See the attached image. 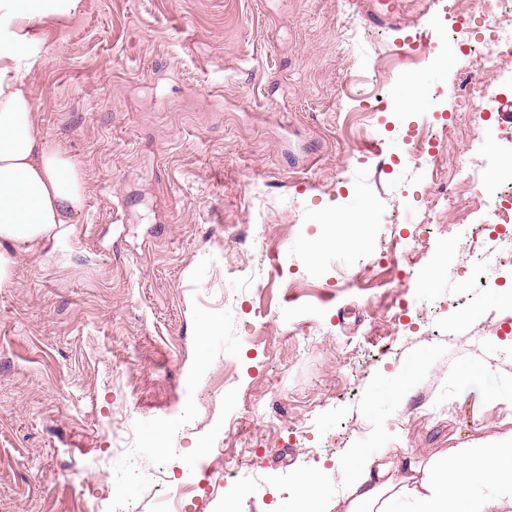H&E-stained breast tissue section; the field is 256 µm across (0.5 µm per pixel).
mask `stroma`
I'll list each match as a JSON object with an SVG mask.
<instances>
[{
    "instance_id": "stroma-1",
    "label": "stroma",
    "mask_w": 512,
    "mask_h": 512,
    "mask_svg": "<svg viewBox=\"0 0 512 512\" xmlns=\"http://www.w3.org/2000/svg\"><path fill=\"white\" fill-rule=\"evenodd\" d=\"M454 7L78 0L19 19L48 59L29 84L41 132L81 164L86 208L75 237L0 288V512H159L186 469L185 512L232 495L240 512H283L318 467L346 512L349 448L425 465L512 437L503 406L454 388L485 365L512 383V269L497 262L512 227L492 205L432 213L425 193L471 143L483 182L512 160V123L477 142L453 119ZM418 71L430 104L401 111ZM418 129L430 149L414 161ZM312 239L326 243L313 262ZM206 318L221 331L201 335ZM418 353L432 364L408 400L368 411ZM153 429L166 451L147 446Z\"/></svg>"
}]
</instances>
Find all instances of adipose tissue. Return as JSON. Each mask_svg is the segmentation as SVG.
Segmentation results:
<instances>
[{"label": "adipose tissue", "instance_id": "obj_1", "mask_svg": "<svg viewBox=\"0 0 512 512\" xmlns=\"http://www.w3.org/2000/svg\"><path fill=\"white\" fill-rule=\"evenodd\" d=\"M77 0H0V288L11 283L21 256L53 250L77 232L85 208L82 169L40 131L41 116L27 80L45 63L28 51L13 21H36L75 8ZM430 361L413 358L400 379L377 391L372 412L405 402ZM460 402L495 401L512 410V384H490L486 372L459 376ZM345 477L351 512H512V442L449 449L422 478L413 463H377L372 449H353ZM320 470L302 473L288 512H326Z\"/></svg>", "mask_w": 512, "mask_h": 512}]
</instances>
